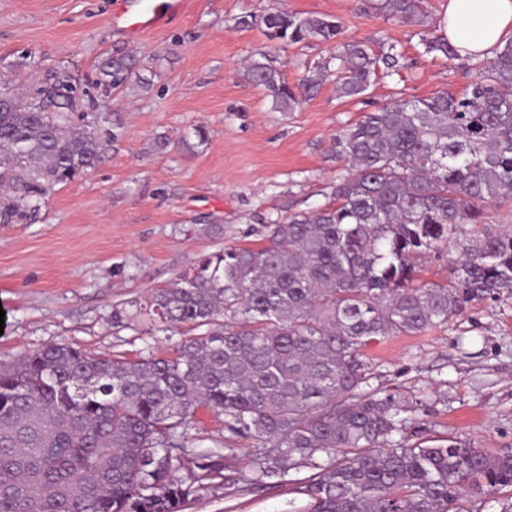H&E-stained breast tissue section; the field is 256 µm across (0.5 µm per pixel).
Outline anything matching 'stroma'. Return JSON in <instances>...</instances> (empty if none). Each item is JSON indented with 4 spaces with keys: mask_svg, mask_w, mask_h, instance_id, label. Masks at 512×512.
Returning a JSON list of instances; mask_svg holds the SVG:
<instances>
[{
    "mask_svg": "<svg viewBox=\"0 0 512 512\" xmlns=\"http://www.w3.org/2000/svg\"><path fill=\"white\" fill-rule=\"evenodd\" d=\"M113 0H0V92H25L68 74L119 128L106 160L56 187L27 224H0V363L56 343L103 355L169 358L175 340L146 319L112 321L154 290L169 287L196 260L227 247L262 245L267 220L332 204L345 171L336 138L363 113L400 99L463 95L471 63L426 52L439 35L446 0H424L426 29L387 21L362 0H188L157 33L132 40L113 32ZM337 18L341 41L374 53L396 46L403 65L358 99L339 97L333 79L292 112L246 77L257 50L288 83L328 58L332 46L284 47L241 16L274 8ZM123 53L135 76L111 93L94 85L98 64ZM512 229V204L494 203L457 243L416 262L422 284L446 281L461 244ZM370 388L396 389L430 410L426 434L512 453V294L473 300L448 324L391 336L365 350ZM310 475L291 472L276 487L245 483L201 492L185 512H303Z\"/></svg>",
    "mask_w": 512,
    "mask_h": 512,
    "instance_id": "1",
    "label": "stroma"
}]
</instances>
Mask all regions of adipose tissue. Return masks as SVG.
<instances>
[{"instance_id":"ef3b65f1","label":"adipose tissue","mask_w":512,"mask_h":512,"mask_svg":"<svg viewBox=\"0 0 512 512\" xmlns=\"http://www.w3.org/2000/svg\"><path fill=\"white\" fill-rule=\"evenodd\" d=\"M438 23L461 58L483 57L512 35V0H447Z\"/></svg>"}]
</instances>
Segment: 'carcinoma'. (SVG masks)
I'll list each match as a JSON object with an SVG mask.
<instances>
[{
  "label": "carcinoma",
  "mask_w": 512,
  "mask_h": 512,
  "mask_svg": "<svg viewBox=\"0 0 512 512\" xmlns=\"http://www.w3.org/2000/svg\"><path fill=\"white\" fill-rule=\"evenodd\" d=\"M423 0H369L385 20L426 25ZM260 25L285 46L333 43L341 23L275 9ZM428 53L458 60L447 38ZM396 47L375 56L341 44L290 86L266 52L247 77L292 112L335 77L358 98L371 74L400 67ZM461 97L439 93L366 112L338 139L351 172L334 204L270 221L259 249L226 248L135 316L168 332L204 329L172 358L95 355L53 344L0 365V512H184L222 482L271 488L314 470L307 512H469L466 497L512 495V454L454 439L430 444L424 423L392 392L366 391L364 350L462 315L472 300L512 293V233H485L443 284H415L418 257L439 254L461 224L512 198V39L476 60ZM135 60L105 58L98 85L125 86ZM70 77L0 103V224L35 216L50 192L102 162L117 135L94 105L81 111ZM224 417V447L184 451L199 407ZM398 440H393L394 435ZM255 440L236 467L232 443ZM418 440L413 442L411 437ZM191 473L186 482L180 473Z\"/></svg>",
  "instance_id": "cac0c4a2"
}]
</instances>
